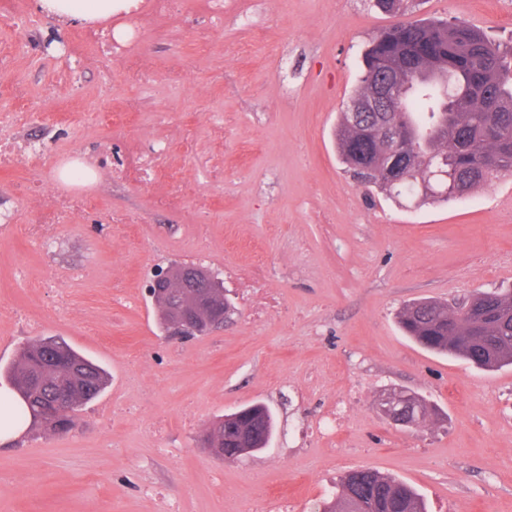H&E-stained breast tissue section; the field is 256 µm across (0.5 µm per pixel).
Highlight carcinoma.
Listing matches in <instances>:
<instances>
[{
	"instance_id": "1",
	"label": "carcinoma",
	"mask_w": 512,
	"mask_h": 512,
	"mask_svg": "<svg viewBox=\"0 0 512 512\" xmlns=\"http://www.w3.org/2000/svg\"><path fill=\"white\" fill-rule=\"evenodd\" d=\"M407 41L430 55L424 63H406L403 96L395 105L412 161L385 156L374 134L380 122L368 113L352 122L340 112L336 148L341 163L367 188L420 206L451 202L443 194L447 170L459 175L466 189L490 177L512 173V48L503 50L484 32L461 18H427L393 25L376 34L363 53V68L352 100L371 93L369 77ZM429 192L420 195V183ZM398 323L405 335L438 354L461 357L495 371L512 365V289L481 291L467 311L451 310L436 300L410 303ZM27 402L35 421L53 430L61 412H75L108 384L107 373L74 350L64 339L49 337L23 347L4 371ZM275 421L268 407L254 402L224 415L205 434L213 454H252L266 447ZM364 498L373 512H428L412 486L373 469L353 470L323 512H355Z\"/></svg>"
}]
</instances>
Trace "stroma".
Returning <instances> with one entry per match:
<instances>
[{"label": "stroma", "mask_w": 512, "mask_h": 512, "mask_svg": "<svg viewBox=\"0 0 512 512\" xmlns=\"http://www.w3.org/2000/svg\"><path fill=\"white\" fill-rule=\"evenodd\" d=\"M35 2L0 14V85L86 115L50 139L19 134L45 156L111 143L112 179L78 187L98 211L73 213L45 249L20 206L31 171H0V367L60 336L110 382L72 430L0 446V512H267L273 494L320 512L360 468L413 485L430 512H512V366L435 355L397 324L417 299L455 308L512 287V174L408 208L365 194L336 149L361 54L391 16L369 0H177L107 76L79 24L42 30L71 55L16 49L12 21ZM407 16L459 17L512 46V0H410ZM126 109L132 123L105 131L99 113ZM162 142L158 178L138 180L130 161ZM174 263L221 273L236 308L223 328L159 331L148 285ZM355 386L342 434L318 436ZM402 389L434 415L413 428L382 417L377 401ZM255 401L275 415L270 444L214 459L203 432Z\"/></svg>", "instance_id": "obj_1"}]
</instances>
